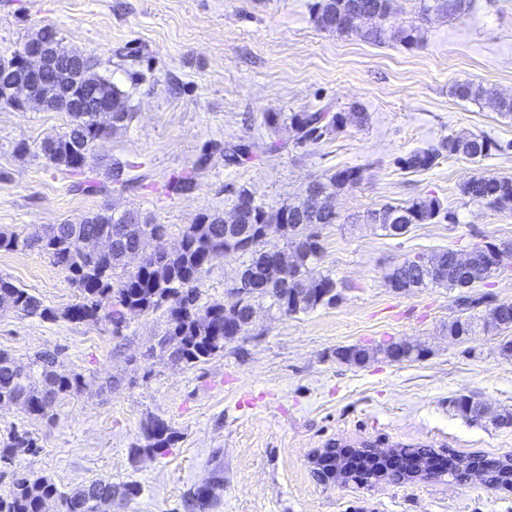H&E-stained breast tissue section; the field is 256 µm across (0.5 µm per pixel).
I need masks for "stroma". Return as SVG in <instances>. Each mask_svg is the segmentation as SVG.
<instances>
[{
  "instance_id": "stroma-1",
  "label": "stroma",
  "mask_w": 512,
  "mask_h": 512,
  "mask_svg": "<svg viewBox=\"0 0 512 512\" xmlns=\"http://www.w3.org/2000/svg\"><path fill=\"white\" fill-rule=\"evenodd\" d=\"M314 0H0V53L52 27L65 45L95 55L100 71L129 95L132 119L91 153L87 174L104 188L77 194L75 175L54 166L42 146L63 134V112L0 109V230L76 224L113 206L150 212L170 225L174 246L203 212H228L239 188L277 208L298 201L306 184L356 167L363 178L336 198L337 224L323 232L312 276L341 282L337 305L284 316L257 306L249 336L193 366L154 351L159 314L129 315L121 335L108 321L75 324L0 312V351L20 364L58 351L55 370L80 374L85 387L57 397L50 420L0 405V443L28 431L38 448L0 462V493L28 472L70 491L95 481L136 483L139 494L113 500L112 512H184L185 496L224 470L211 512H512V490L451 476L411 482L322 484L316 451L357 448L450 449L459 455H512V426L476 424L453 401L477 395L512 411L508 330L475 329L455 339V293L431 286L399 292L384 275L406 257L473 244L512 243V210L463 198L476 174L512 178V153L475 161L442 157L424 171L396 165L413 149L458 133L512 142V118L451 95L473 81L512 96V0H472L459 18L419 21L416 0H396L392 28L416 25L409 49L389 39L321 31ZM348 114L317 142L292 143L273 131L270 112L318 109ZM365 122L351 119L354 111ZM282 147L240 165L223 147L240 140ZM204 168L193 190L176 194L171 176ZM125 166V184L106 176ZM197 167V166H196ZM437 198L454 223L415 224L398 236L366 224L385 204ZM0 275L63 311L78 292L66 273L36 250L0 251ZM405 340L426 354L413 361L377 357L339 361L341 347ZM152 418L176 434L166 454H135Z\"/></svg>"
}]
</instances>
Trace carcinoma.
Returning <instances> with one entry per match:
<instances>
[{
	"label": "carcinoma",
	"instance_id": "cac0c4a2",
	"mask_svg": "<svg viewBox=\"0 0 512 512\" xmlns=\"http://www.w3.org/2000/svg\"><path fill=\"white\" fill-rule=\"evenodd\" d=\"M471 0H419V18L432 16L459 17L468 11ZM372 12L377 15L374 24L362 27L336 18L351 10ZM394 11L393 0H316L312 16L316 26L325 32L338 35L356 34L360 38L381 43L387 38V22ZM57 54L62 66L72 69L73 76L66 83L70 96L81 105L73 110L57 100L52 86L57 75L46 72L34 93L43 99L42 110L69 114V130L45 141L43 152L56 166L71 172L84 173L86 165L73 164L71 154L77 149L89 154L102 145L112 131L124 127L132 119L129 110V93L112 80L99 73V64L77 48H68L48 27L38 30L23 47L38 52L44 46ZM17 51L0 54V84L22 71L17 64ZM455 97L485 105L502 114L512 115V97L498 96L482 85L467 81L452 87ZM112 104V124H97L93 110L104 103ZM341 113L291 112L289 127L299 144L319 140L328 131L343 126ZM273 148L258 142L239 143L224 149V157L241 163L259 152ZM512 149V143L501 145L483 135H452L435 144H428L396 160L402 169L425 170L432 167L442 155L463 156L468 159L483 158L491 151ZM362 178L361 170L344 168L308 183L305 195H320L323 204L309 209L304 204H283L273 209L252 198L245 188L239 190L232 209L237 212L236 227L225 233L224 215L202 213L195 222L181 232L179 246L166 251H154L155 243L170 233L169 225L159 224L153 215L135 209L121 212L106 207L88 214L78 224L32 226L26 232L0 231V251L18 252L37 249L47 255L54 265L62 269L78 292V300L63 313L72 323H95L107 319L112 323V334L119 335L129 312L150 314L162 311L165 328L158 341L160 349L177 363L196 364L224 351V337L234 332L224 328V303L201 302V285L204 275L225 257L236 255L241 259L239 275L252 281L258 292L236 298L240 317H246L250 308L265 300L269 307L284 316L308 312L319 306H332L342 299L336 292V278L326 274L313 278L311 267L324 253L322 229L338 220L332 202L336 196L356 186ZM462 195L471 202L483 203L498 209H512V178L474 175L460 185ZM453 216L434 198L419 199L406 205L385 204L366 215L369 224L396 236L404 234L412 224H432L451 221ZM286 223L291 232L283 239V249L295 255V266L284 276L278 275L265 259L261 228L265 224ZM112 234V251L97 250L96 241L103 234ZM492 242L472 247V261L466 268L454 262V251L445 250L434 256L433 269L419 273L416 267L401 262L387 274V284L394 288L408 284L425 288L430 284L448 288H469L477 281H484L495 272ZM140 250L149 253L135 272L119 273L125 268L128 252ZM0 297L12 301L14 312L23 316H37L54 321L58 314L43 305L42 301L26 288L14 284L7 276L0 275ZM484 326L490 328L512 327V303L502 302L488 309ZM423 349L412 352L410 348L392 343L382 348L369 349L359 346L344 347L336 354L348 363L362 365L379 354L392 361L401 362L418 358ZM57 353L43 352L32 365L18 364L6 352H0V400L20 406L31 416L44 418L54 398L60 394L78 392L85 385L81 375H61L53 370ZM458 411L469 421H482L483 403L470 396L456 402ZM146 444L134 449L137 454L162 455L174 442V432L162 420L154 419L144 427ZM36 442L27 434L13 433L0 448V460H9L15 448H34ZM398 456L410 460L409 468L430 469L432 448H399ZM357 461H348L336 448L325 449L323 463L314 470V477L322 484L336 482V474L345 471L369 477L388 466V461L371 456L370 452L356 454ZM452 461L448 475L458 482L470 477L485 476L491 484L512 482V459L482 456L461 457L449 453ZM135 484L115 486L108 481H97L62 492L44 477L33 478L20 474L13 480L9 491L0 495V512H41L48 498L60 501L62 512H95V499L100 495L129 500L138 495ZM213 498L207 495V485L197 487L185 500V512H208Z\"/></svg>",
	"mask_w": 512,
	"mask_h": 512
}]
</instances>
